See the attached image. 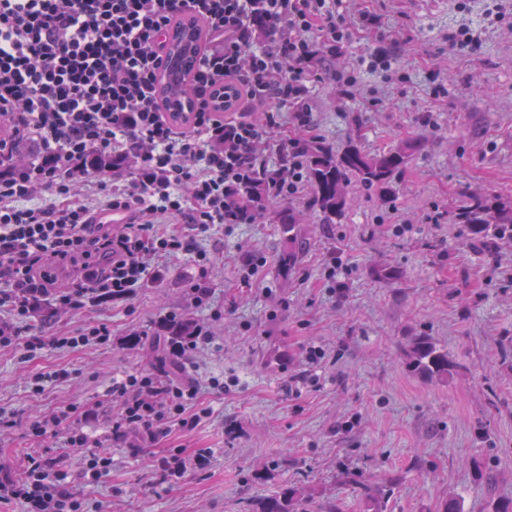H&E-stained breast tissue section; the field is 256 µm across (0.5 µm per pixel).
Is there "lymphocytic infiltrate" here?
Returning <instances> with one entry per match:
<instances>
[{"label":"lymphocytic infiltrate","instance_id":"obj_1","mask_svg":"<svg viewBox=\"0 0 512 512\" xmlns=\"http://www.w3.org/2000/svg\"><path fill=\"white\" fill-rule=\"evenodd\" d=\"M187 15L213 45L192 74L194 110L179 123L159 104L157 78L168 32ZM378 26L371 11L341 0H0V310L8 312L0 350L31 359L48 345L111 344L103 323L46 340L21 337L17 322L46 308L131 299L163 277V260L180 255H193L197 267L191 305L209 303L211 260L198 237L219 224L261 223L272 205L302 197L311 90L330 80L348 97L364 73L388 76L392 56L381 46L337 65L360 32ZM221 86L234 90V111L214 110ZM91 178L108 185L107 208L121 223H94L77 201ZM42 192L49 202L35 203ZM212 341L197 326L168 347L170 369L113 382L122 404L113 439L154 444L209 418L188 368ZM99 414L96 404L69 405L32 421L29 432L84 447L81 424ZM111 467L96 452L76 472L65 457L33 454L23 478L0 477V500L26 512H86L72 480L95 482Z\"/></svg>","mask_w":512,"mask_h":512}]
</instances>
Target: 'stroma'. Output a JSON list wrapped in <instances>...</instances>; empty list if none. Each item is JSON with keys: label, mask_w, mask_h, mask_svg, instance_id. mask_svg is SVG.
Masks as SVG:
<instances>
[{"label": "stroma", "mask_w": 512, "mask_h": 512, "mask_svg": "<svg viewBox=\"0 0 512 512\" xmlns=\"http://www.w3.org/2000/svg\"><path fill=\"white\" fill-rule=\"evenodd\" d=\"M380 15L395 41V81L364 75L352 97L333 82L310 98L315 133L343 144L363 130V146L388 148L422 135L424 146L401 175L392 204L359 194L344 224H323L309 197L304 249L296 272L278 267L285 235L275 215L232 231L215 227L201 246L213 259L211 305L187 302L196 274L186 257L166 260L167 272L127 301L88 306L47 320V333L88 324L112 330L108 346L60 351L46 347L31 360L0 350V408L16 426L0 433V467L24 470L28 455L64 454L78 469L85 449L63 439L29 435L27 424L70 404L102 403L109 413L113 379L155 366L151 343L131 349V332L151 335L165 314L183 312L210 323L214 344L195 358L203 387L200 406L211 416L193 432H173L158 444L131 448L94 433L112 472L74 492L103 512H246L256 496L283 485L336 498L343 512H363V487L392 477L387 512H439L460 498L464 512H494L512 503V239L485 251L466 227L426 223L451 214L463 193L494 190L512 202V26L477 28L480 49L462 54L448 33L463 23L456 0H355ZM443 94H436V85ZM432 115L435 126L421 119ZM251 253L267 264L250 283L238 267ZM351 268L343 299L329 291L330 257ZM402 272L376 282L374 265ZM426 333L447 347L455 364L448 382L410 374L403 351ZM325 356L306 359L309 347ZM67 369L69 380L32 393L38 372ZM223 379V392L207 388ZM211 454L204 465L191 457ZM188 457L186 472L162 479L163 459ZM256 469L265 482L252 480Z\"/></svg>", "instance_id": "stroma-1"}]
</instances>
